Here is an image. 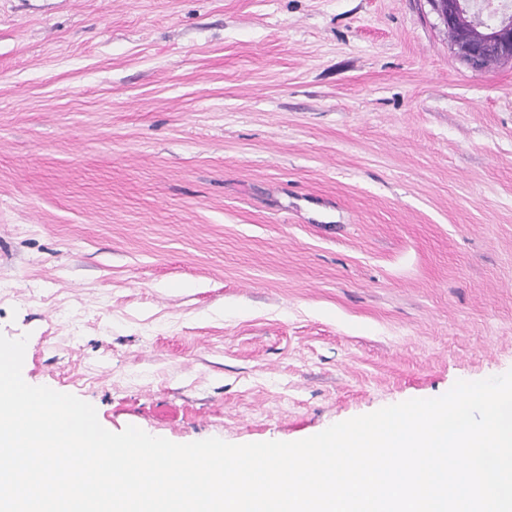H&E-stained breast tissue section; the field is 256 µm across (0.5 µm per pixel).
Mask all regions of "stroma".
Listing matches in <instances>:
<instances>
[{"label": "stroma", "mask_w": 512, "mask_h": 512, "mask_svg": "<svg viewBox=\"0 0 512 512\" xmlns=\"http://www.w3.org/2000/svg\"><path fill=\"white\" fill-rule=\"evenodd\" d=\"M0 334L179 444L512 370V62L427 0H0ZM479 27H487L491 33L479 34ZM478 30L481 32L482 28ZM449 34L452 37L453 32ZM477 36L484 40L483 44H477ZM451 49L458 58L473 66H477L485 59L512 62V32L509 27L499 25H469L460 28L451 38Z\"/></svg>", "instance_id": "1"}]
</instances>
